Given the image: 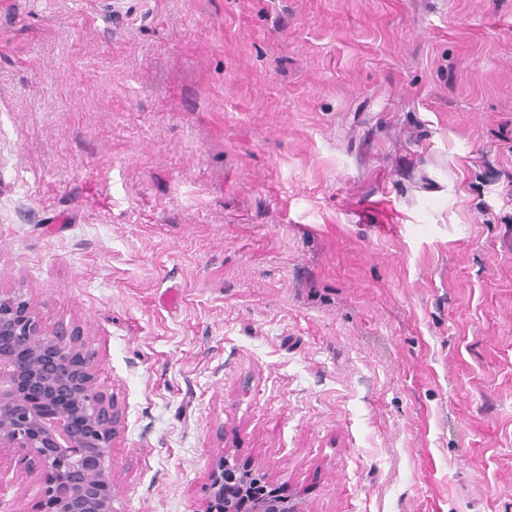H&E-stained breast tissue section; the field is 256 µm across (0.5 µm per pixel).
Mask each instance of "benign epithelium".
Segmentation results:
<instances>
[{
	"label": "benign epithelium",
	"mask_w": 512,
	"mask_h": 512,
	"mask_svg": "<svg viewBox=\"0 0 512 512\" xmlns=\"http://www.w3.org/2000/svg\"><path fill=\"white\" fill-rule=\"evenodd\" d=\"M97 352L78 330L44 329L26 294L0 289V447L40 474L43 512H117L108 465L121 412L96 385ZM204 512H299L282 496L263 502L221 455L205 486Z\"/></svg>",
	"instance_id": "benign-epithelium-1"
}]
</instances>
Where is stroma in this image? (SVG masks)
Segmentation results:
<instances>
[{
	"label": "stroma",
	"mask_w": 512,
	"mask_h": 512,
	"mask_svg": "<svg viewBox=\"0 0 512 512\" xmlns=\"http://www.w3.org/2000/svg\"><path fill=\"white\" fill-rule=\"evenodd\" d=\"M1 288L96 350L117 512L222 448L300 512H512V0H0Z\"/></svg>",
	"instance_id": "35a3bbf8"
}]
</instances>
